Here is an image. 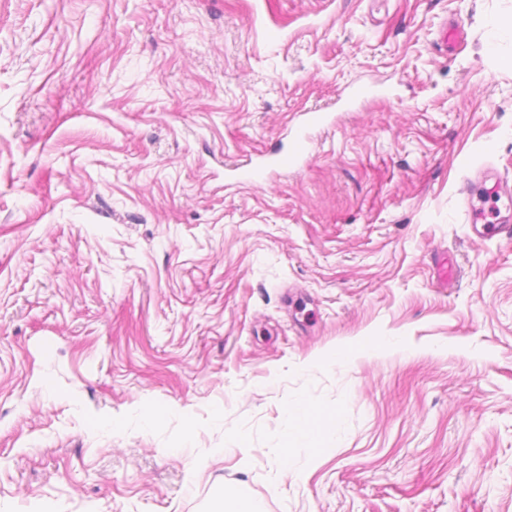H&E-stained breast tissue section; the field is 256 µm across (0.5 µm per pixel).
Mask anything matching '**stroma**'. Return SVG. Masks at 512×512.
<instances>
[{"mask_svg":"<svg viewBox=\"0 0 512 512\" xmlns=\"http://www.w3.org/2000/svg\"><path fill=\"white\" fill-rule=\"evenodd\" d=\"M509 57L512 0H0V512H512ZM325 122L326 117L322 112L311 111L305 113L294 131L289 148L283 149L282 146H278L271 149L262 155L264 160L259 164L253 163L252 158L247 159L233 169L236 179L239 183L260 184L265 180L268 172H276L296 166L307 153L306 129L324 125ZM487 181L485 180L484 183L480 186V188L474 192L471 191L467 194V201L465 204V212L468 215L469 224H472L473 229H475L477 232L480 233H487V230H491L492 235H502L511 238L512 237V224L509 221V214L511 211V207L507 208L508 217H501L502 220L496 224H493V226H487L489 224V221H487V216L485 213V210L482 208H479L474 205L473 198L474 196L483 191H487L489 195V199H493V195L496 194L499 198L502 196L506 197L507 199H511V188L508 184V182H504L501 179L495 178L493 180V184L490 188H487ZM507 218V219H505ZM478 224L480 225V228H478ZM289 417L288 435L285 438L283 453H288L289 445L305 441L313 445L314 451L321 452L323 433L338 426L340 413L337 409L323 410L308 403H293L287 408ZM225 512H262L261 503L253 500L243 493L224 494L222 509Z\"/></svg>","mask_w":512,"mask_h":512,"instance_id":"obj_1","label":"stroma"}]
</instances>
